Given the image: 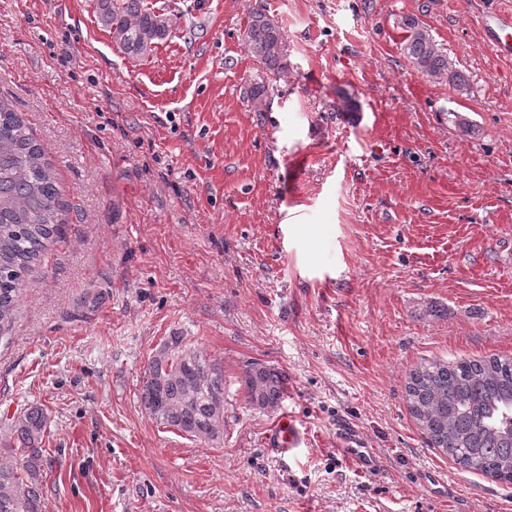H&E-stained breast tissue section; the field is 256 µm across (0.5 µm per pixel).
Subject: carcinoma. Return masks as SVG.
<instances>
[{
	"label": "carcinoma",
	"instance_id": "obj_1",
	"mask_svg": "<svg viewBox=\"0 0 512 512\" xmlns=\"http://www.w3.org/2000/svg\"><path fill=\"white\" fill-rule=\"evenodd\" d=\"M96 6L100 23L131 60L147 56L172 28L167 14L144 7L143 0H96ZM403 26V50L413 66L431 78L447 75L448 56L428 29L413 18ZM244 46L273 70L288 52L282 28L262 9L249 16ZM267 97L263 83L249 89L256 112L265 111ZM62 223L54 165L13 104L0 97V340L14 323L29 272ZM243 385L248 402L260 409L278 407L283 397L282 375L273 368L252 365ZM406 396L435 448L465 469L512 483V357L420 364L408 377ZM139 401L157 424L213 441L224 426V375L185 337L169 336L147 363ZM45 426L38 407L14 421L17 447L9 452L20 464L0 463V512H42Z\"/></svg>",
	"mask_w": 512,
	"mask_h": 512
}]
</instances>
